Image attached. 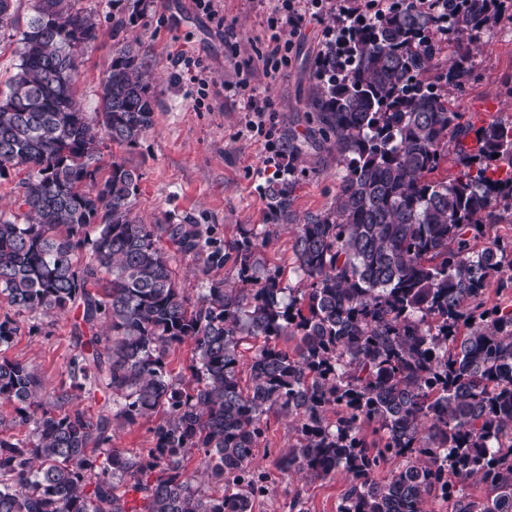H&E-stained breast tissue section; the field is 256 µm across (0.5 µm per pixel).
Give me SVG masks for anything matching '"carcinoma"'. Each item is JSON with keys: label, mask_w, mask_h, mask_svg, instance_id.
<instances>
[{"label": "carcinoma", "mask_w": 512, "mask_h": 512, "mask_svg": "<svg viewBox=\"0 0 512 512\" xmlns=\"http://www.w3.org/2000/svg\"><path fill=\"white\" fill-rule=\"evenodd\" d=\"M496 2L387 0L368 19L330 15L306 133L285 131L280 147L293 162L336 145V202L298 216L290 166L267 187L264 230L221 247L197 224L144 223L142 174L125 163L100 178L106 142L134 148L154 125L136 45L113 51L99 107L85 112L75 47L96 40L95 22L71 0H33L0 93V178L27 170L14 210L0 212V298L13 310L0 346L25 315L79 311L71 388L103 386L116 409L89 414L67 390L49 409L35 370L1 358L0 400L32 435L0 436V512H253L269 492L250 463L272 411L295 421L281 473L348 475L338 512H426L430 499L512 512V308L483 299L493 283L512 288V237L489 232L512 221V127H477L448 101L473 75ZM450 145L462 170L437 179ZM281 224L295 225L292 287L261 259ZM164 235L206 271L231 265L235 282L215 279L191 301ZM185 341L193 375L176 383L165 357ZM162 408L151 447H111L112 425ZM194 449L223 493L191 486ZM389 459L404 464L376 478ZM474 478L488 489L480 501L464 491Z\"/></svg>", "instance_id": "carcinoma-1"}]
</instances>
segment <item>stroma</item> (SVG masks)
<instances>
[{"instance_id": "35a3bbf8", "label": "stroma", "mask_w": 512, "mask_h": 512, "mask_svg": "<svg viewBox=\"0 0 512 512\" xmlns=\"http://www.w3.org/2000/svg\"><path fill=\"white\" fill-rule=\"evenodd\" d=\"M76 9L92 16L97 38L81 57L76 76L77 97L85 111L98 103L100 82L113 50L137 43L155 77L158 100L153 128L137 147L108 144L104 162L119 160L142 175L134 211L149 224L201 225L217 243L236 238L242 230L260 231L266 222L265 187L285 162L277 156L284 129L305 128L306 96L313 83L317 52L324 40V22H311L293 35L288 66L274 81L263 75L267 52L266 20L276 0H214L236 36L225 39L223 28L198 11L194 0H145L135 23H128L127 0H72ZM186 51L190 66L205 71L206 86L190 82L174 67L172 58ZM474 74L452 103L466 118L477 119L488 104H496V121L512 124V21L501 18L485 33L474 54ZM269 88L274 111L270 138L249 132V114L242 98L226 87L242 78ZM297 214L327 210L336 197V155L306 150L296 163ZM294 228L278 229L263 255L269 270L281 271L286 283L296 284L292 272ZM73 317H28L0 355L34 368L41 398L53 405L54 395L68 387L66 364L77 353ZM268 428L251 465L267 477L269 495L254 512H289L293 495H301L305 512H337L349 480L344 473L327 479L288 477L276 467L278 453L287 448L294 424L269 413Z\"/></svg>"}]
</instances>
